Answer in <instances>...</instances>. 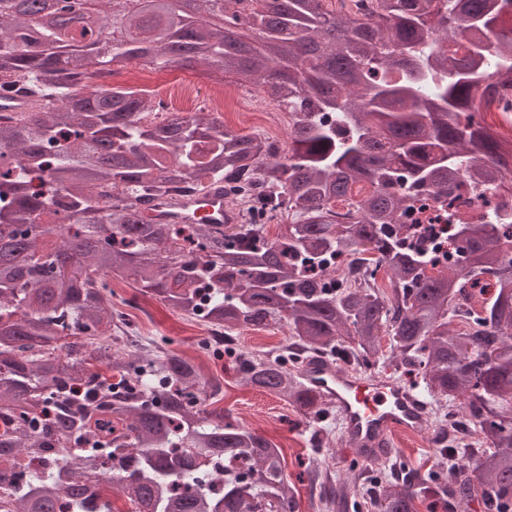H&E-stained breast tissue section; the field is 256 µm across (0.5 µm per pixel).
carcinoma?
I'll use <instances>...</instances> for the list:
<instances>
[{
  "instance_id": "cac0c4a2",
  "label": "carcinoma",
  "mask_w": 512,
  "mask_h": 512,
  "mask_svg": "<svg viewBox=\"0 0 512 512\" xmlns=\"http://www.w3.org/2000/svg\"><path fill=\"white\" fill-rule=\"evenodd\" d=\"M94 2L93 21L121 38L0 5V87L21 78L42 100L0 124V512H118L102 480L132 512L298 508L284 449L213 407L221 380L125 335L114 272L190 319L203 281L209 323L226 332L282 323L288 342L363 370L385 358L390 377L416 375L431 407L461 408L454 426L482 448L476 459L453 433L424 472L394 456L390 486L382 469L364 490L354 466L344 478L316 467L310 484L330 489L319 512H457L475 496L486 512H512V217L456 218L452 239L471 249L440 269L435 238H400L416 199L452 204L464 173L512 192L508 140L487 122L499 89L485 79L512 81L508 0H192L189 15L180 0ZM485 28L495 40L448 48ZM140 63L245 76L288 109V152L271 159L267 142L196 115L144 124L147 101L95 83ZM246 167L287 231L155 224L137 204L183 180L227 188ZM338 201L351 202V223L336 222ZM363 255L387 287L343 268ZM480 275L498 288L475 311L468 289ZM233 362L308 426L329 411L297 365L265 351ZM31 458L41 470L25 489L6 485L4 471Z\"/></svg>"
}]
</instances>
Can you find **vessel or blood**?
I'll list each match as a JSON object with an SVG mask.
<instances>
[{
    "label": "vessel or blood",
    "mask_w": 512,
    "mask_h": 512,
    "mask_svg": "<svg viewBox=\"0 0 512 512\" xmlns=\"http://www.w3.org/2000/svg\"><path fill=\"white\" fill-rule=\"evenodd\" d=\"M161 218L175 224H236L241 220L239 210L220 190L201 199L172 202ZM303 377L335 407L347 442L365 460L385 457L390 451L389 435L398 427L422 430L428 424L423 395L400 381L361 375L323 357L308 361Z\"/></svg>",
    "instance_id": "vessel-or-blood-1"
}]
</instances>
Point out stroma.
I'll use <instances>...</instances> for the list:
<instances>
[{
  "mask_svg": "<svg viewBox=\"0 0 512 512\" xmlns=\"http://www.w3.org/2000/svg\"><path fill=\"white\" fill-rule=\"evenodd\" d=\"M226 83L235 93L221 103L210 99L204 75L186 67L155 69L131 65L121 69L112 85L143 94L153 102L167 91L187 88L191 95L177 102V111L206 118L223 115L225 124L242 135L265 139L276 132L288 136L290 119L287 112L280 110L278 101L236 78H227ZM111 285L113 306L127 313L138 336L171 342L173 348L191 354L201 353L206 336L199 323L188 320L154 293L142 292L122 277L112 279ZM208 367L224 381L220 407L241 425L283 444L288 481L299 491V512H316L317 500L308 487V468L322 465L345 474L351 462L360 460L359 450L346 441L338 422L331 420L327 423L331 431L329 438L324 440L321 451H313L307 443L309 428L288 403L272 393L242 385L230 358H212Z\"/></svg>",
  "mask_w": 512,
  "mask_h": 512,
  "instance_id": "35a3bbf8",
  "label": "stroma"
}]
</instances>
